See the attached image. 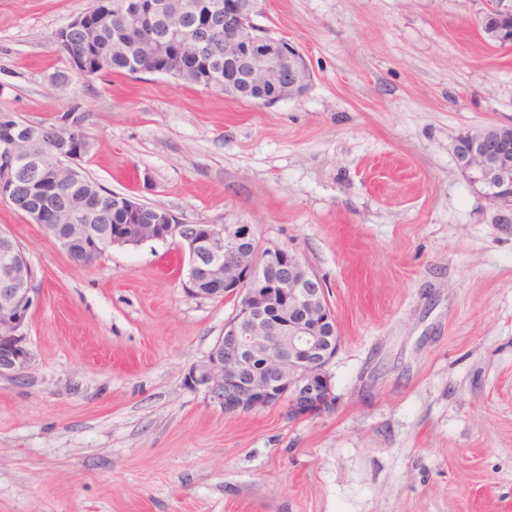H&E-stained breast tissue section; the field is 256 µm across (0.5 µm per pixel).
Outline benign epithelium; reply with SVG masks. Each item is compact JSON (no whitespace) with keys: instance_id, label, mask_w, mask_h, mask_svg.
Returning a JSON list of instances; mask_svg holds the SVG:
<instances>
[{"instance_id":"obj_1","label":"benign epithelium","mask_w":512,"mask_h":512,"mask_svg":"<svg viewBox=\"0 0 512 512\" xmlns=\"http://www.w3.org/2000/svg\"><path fill=\"white\" fill-rule=\"evenodd\" d=\"M153 0H137L127 13L131 47L157 40ZM259 0H228L224 15L203 25L185 13L166 19L163 40L176 45L204 44L211 27H224V87L237 92L256 83V77L279 89L266 103L306 92L310 70L302 53L255 23ZM500 19L488 32L501 46L512 45V10L492 9ZM88 147L75 155L61 154L56 166L30 165L40 191L54 196L58 184L77 185L83 177L79 164ZM459 164L484 186L493 202L512 212V125H496L460 135L454 145ZM24 155L14 142L0 146V198L12 200ZM139 243L172 238L178 242L182 266L200 299L211 295L200 283L216 286L215 293L235 300L234 314L224 323V336L193 379L208 386L226 414L247 413L286 404L288 418L301 419L330 406L333 396L326 367L340 344L336 316L319 276L299 255L286 247H261L248 224H186L168 209L152 205L142 216L143 203L124 196L120 202ZM41 225L56 246L75 257L101 246L125 240L120 224H94L86 200L73 192L48 205L40 202L24 210ZM35 273L23 249L8 234L0 233V379H23L33 364L27 328L38 288Z\"/></svg>"}]
</instances>
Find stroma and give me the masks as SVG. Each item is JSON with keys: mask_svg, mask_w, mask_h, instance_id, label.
<instances>
[{"mask_svg": "<svg viewBox=\"0 0 512 512\" xmlns=\"http://www.w3.org/2000/svg\"><path fill=\"white\" fill-rule=\"evenodd\" d=\"M93 0H0V110L85 116L105 190L248 224L323 280L333 405L228 414L192 382L235 302L190 296L174 245L90 265L0 200L38 298L0 381V512H512V224L461 134L512 122V0H262L313 78L273 104L160 74L77 73L54 36ZM487 15L500 19L488 32L489 38L501 46L512 45V10L491 9ZM503 19H511V26L506 21L501 22Z\"/></svg>", "mask_w": 512, "mask_h": 512, "instance_id": "obj_1", "label": "stroma"}]
</instances>
